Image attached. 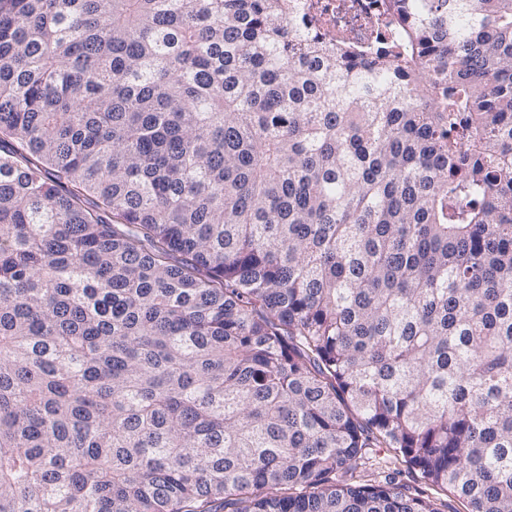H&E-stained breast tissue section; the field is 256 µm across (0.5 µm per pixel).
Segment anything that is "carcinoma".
<instances>
[{
	"mask_svg": "<svg viewBox=\"0 0 512 512\" xmlns=\"http://www.w3.org/2000/svg\"><path fill=\"white\" fill-rule=\"evenodd\" d=\"M0 0V512H512V0ZM390 0H299L310 28L333 42L365 43L388 20ZM390 454L386 448H367L361 465L356 472V481L358 483H378L384 481L388 473H392L395 468L400 470L396 474V482L399 483L407 493H422L429 496H437L435 491L428 484L420 481L417 474L407 469L404 464H391ZM435 494V495H434Z\"/></svg>",
	"mask_w": 512,
	"mask_h": 512,
	"instance_id": "cac0c4a2",
	"label": "carcinoma"
}]
</instances>
